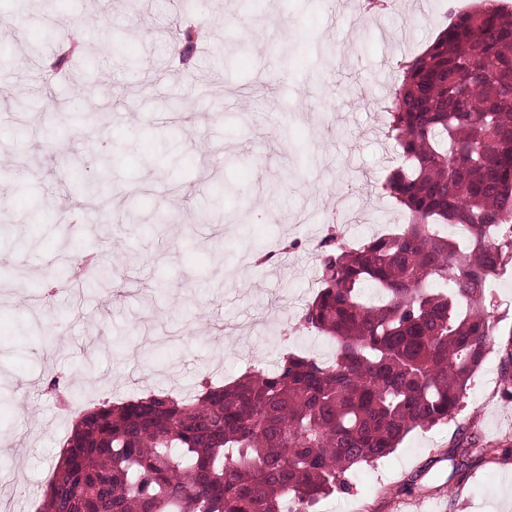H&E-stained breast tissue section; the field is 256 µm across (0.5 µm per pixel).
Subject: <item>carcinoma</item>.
<instances>
[{
  "label": "carcinoma",
  "mask_w": 512,
  "mask_h": 512,
  "mask_svg": "<svg viewBox=\"0 0 512 512\" xmlns=\"http://www.w3.org/2000/svg\"><path fill=\"white\" fill-rule=\"evenodd\" d=\"M194 12L181 0L184 65L207 30ZM448 14L398 63L385 107L400 164L382 189L407 224L357 248L330 228L318 244L320 288L294 329L323 334L331 358L288 353L188 397L103 403L73 426L40 512H314L347 472L458 414L494 333L486 284L512 263V15L498 0ZM113 160L97 155L80 197H103ZM89 274L112 289V268L88 259L73 283Z\"/></svg>",
  "instance_id": "cac0c4a2"
}]
</instances>
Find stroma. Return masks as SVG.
<instances>
[{"instance_id":"stroma-1","label":"stroma","mask_w":512,"mask_h":512,"mask_svg":"<svg viewBox=\"0 0 512 512\" xmlns=\"http://www.w3.org/2000/svg\"><path fill=\"white\" fill-rule=\"evenodd\" d=\"M195 2L209 38L187 67L171 43L178 0H140L135 14L126 0H64L97 61L91 71L54 72L51 44L27 57L50 22L48 0L0 16L12 59L0 68V221L11 230L0 240V500L11 512H36L34 488L94 404L185 395L205 377L276 366L287 350L328 357L321 334L284 342L264 337V322L282 308L296 316L315 295L326 225L348 219L362 241L405 222L381 191L399 164L383 106L397 60L448 24L445 0H391L366 16L359 0H262L252 11L242 0ZM279 15L287 34H248ZM102 23L124 37L109 58ZM44 84L67 111L46 110L34 92ZM118 142L110 207L86 204L84 225L71 227L74 174H91L98 148ZM157 209L170 223H143ZM280 239L298 246L276 264H250ZM90 251L111 266L112 293L66 280L69 261ZM486 292L498 325L460 412L346 473L317 512H512V398L502 391L512 268ZM50 369L74 409L44 393Z\"/></svg>"}]
</instances>
